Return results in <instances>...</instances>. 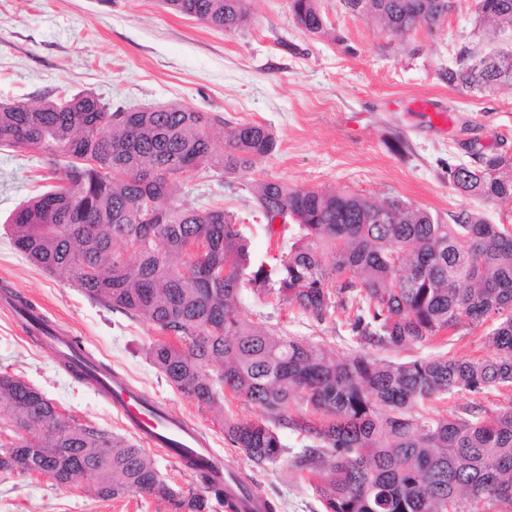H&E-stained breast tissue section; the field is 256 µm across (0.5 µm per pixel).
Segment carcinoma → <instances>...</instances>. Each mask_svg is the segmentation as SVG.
Wrapping results in <instances>:
<instances>
[{
	"label": "carcinoma",
	"mask_w": 512,
	"mask_h": 512,
	"mask_svg": "<svg viewBox=\"0 0 512 512\" xmlns=\"http://www.w3.org/2000/svg\"><path fill=\"white\" fill-rule=\"evenodd\" d=\"M394 36L436 27L453 0H340ZM173 13L232 34L250 20L247 0H162ZM307 33H325L320 0H291ZM482 21L512 28V0H478ZM494 65L463 49L441 72L459 92L512 83V54ZM217 120L179 104L111 108L92 93L0 103V147L36 150L57 183L8 217L14 245L38 269L61 272L91 302L162 335L152 365L207 409L228 444L261 466L279 460L282 431L305 438L294 463L308 474L322 512H512V410L431 414L438 395L512 390V228L461 212L450 222L399 197L336 189L253 185L254 212L269 236L294 230L288 256L255 261L244 219L219 205L179 197L180 184L208 170L243 173L272 153L259 123L229 127L213 148ZM460 194L512 201V156L487 151L476 165L448 169ZM281 228H275V224ZM201 240L194 259L186 245ZM273 297L322 323L344 315L362 348L423 346L463 327L490 325L494 354L478 360L429 356L387 364L362 352L338 357L326 344L273 334L247 320L242 294ZM4 301L36 344L49 319L12 289ZM59 366L86 383L89 369ZM258 408L239 420L227 397ZM306 406L319 415L293 416ZM0 413L16 431L0 442V473L46 474L68 486L94 479L102 500L143 493L170 512H242L215 460L184 463L196 485L183 490L159 473L136 441L59 413L22 378L0 374ZM33 434L29 439L24 432Z\"/></svg>",
	"instance_id": "obj_1"
}]
</instances>
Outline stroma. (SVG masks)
Instances as JSON below:
<instances>
[{
  "instance_id": "35a3bbf8",
  "label": "stroma",
  "mask_w": 512,
  "mask_h": 512,
  "mask_svg": "<svg viewBox=\"0 0 512 512\" xmlns=\"http://www.w3.org/2000/svg\"><path fill=\"white\" fill-rule=\"evenodd\" d=\"M249 8L250 24L228 35L166 11L159 0H0V101L90 91L114 108L178 103L233 125L265 124L277 147L251 171H209L182 188L190 202L220 203L239 215L250 207L256 181L275 180L378 202L399 197L444 218L478 210L489 223L512 225V202L470 199L448 181L449 167L473 162L462 147L466 140L512 154V85L462 94L440 76L460 50L475 57L512 52V29L480 22L477 0H454L436 28L402 38L345 12L339 0H322L329 26L321 37L297 24L290 0H249ZM418 98L430 99V110H416ZM51 176L41 154L0 150V286L23 294L151 401L197 426L215 455L233 473L251 477L253 491L277 512H320L293 463L301 450L297 434L284 431L288 451L278 463L254 465L225 441L208 411L151 365L153 326L89 301L64 275L45 273L20 254L5 221ZM243 306L248 318L276 334L322 340L341 355L358 349L344 318L319 324L249 294ZM444 353L477 360L492 349L485 328L468 327L440 343L370 351L395 363ZM0 372L20 376L64 415L127 433L111 401L65 373L1 305ZM0 512H168V506L138 493L101 500L83 483L61 487L40 475L0 473Z\"/></svg>"
}]
</instances>
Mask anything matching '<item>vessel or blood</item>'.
I'll return each instance as SVG.
<instances>
[{
    "mask_svg": "<svg viewBox=\"0 0 512 512\" xmlns=\"http://www.w3.org/2000/svg\"><path fill=\"white\" fill-rule=\"evenodd\" d=\"M97 385L108 392L128 429L148 445L169 449L178 457L193 454L212 459L211 448L194 425L149 403L145 394L131 387L120 374L98 373Z\"/></svg>",
    "mask_w": 512,
    "mask_h": 512,
    "instance_id": "1",
    "label": "vessel or blood"
}]
</instances>
